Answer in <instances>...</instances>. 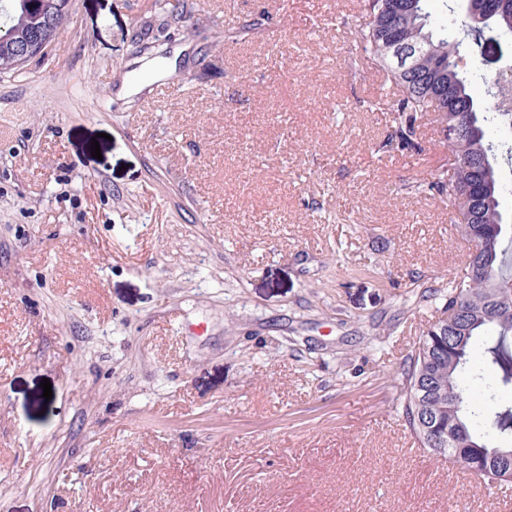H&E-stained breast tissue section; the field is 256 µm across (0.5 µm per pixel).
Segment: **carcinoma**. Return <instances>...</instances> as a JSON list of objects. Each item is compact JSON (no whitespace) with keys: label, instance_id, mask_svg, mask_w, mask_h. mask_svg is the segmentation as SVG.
Here are the masks:
<instances>
[{"label":"carcinoma","instance_id":"cac0c4a2","mask_svg":"<svg viewBox=\"0 0 512 512\" xmlns=\"http://www.w3.org/2000/svg\"><path fill=\"white\" fill-rule=\"evenodd\" d=\"M428 0H360L362 21L349 35L368 57L381 63L393 97L376 101L389 108L394 130L388 143L417 148L418 123L434 115L448 129L451 167L432 180L414 185L448 198L454 212L468 217L467 236L480 242L472 263L448 284L443 314L459 321V331L440 320L423 336L405 376L401 417L421 447L433 449L416 419L432 418L442 432L455 422L466 429L469 456L477 461L504 444L512 446V403L502 401L512 389V297L499 295L494 283L512 280V213L503 202L500 170L512 163V143L492 141L491 132L512 127V86L496 83L479 91L478 74L462 69L467 49L484 60L496 48L512 44V0H474V14L459 15L447 6L458 37L436 38L428 29ZM69 18V0L0 2V73H15L21 63L17 46L33 32L46 43L58 39ZM413 49L410 56L400 47ZM445 385L460 406L441 407L430 389Z\"/></svg>","mask_w":512,"mask_h":512}]
</instances>
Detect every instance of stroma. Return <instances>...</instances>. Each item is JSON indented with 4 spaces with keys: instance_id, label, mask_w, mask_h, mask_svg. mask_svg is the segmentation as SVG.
Wrapping results in <instances>:
<instances>
[{
    "instance_id": "obj_1",
    "label": "stroma",
    "mask_w": 512,
    "mask_h": 512,
    "mask_svg": "<svg viewBox=\"0 0 512 512\" xmlns=\"http://www.w3.org/2000/svg\"><path fill=\"white\" fill-rule=\"evenodd\" d=\"M186 3L70 0L0 75V512H512L399 418L469 243L359 0Z\"/></svg>"
}]
</instances>
